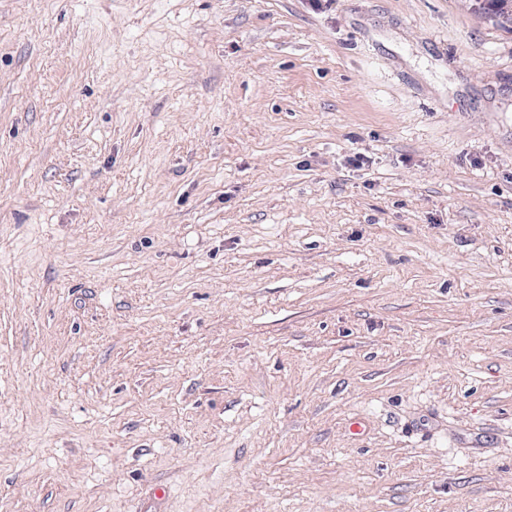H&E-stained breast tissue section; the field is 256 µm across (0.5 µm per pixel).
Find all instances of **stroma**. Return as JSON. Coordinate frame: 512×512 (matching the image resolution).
Instances as JSON below:
<instances>
[{
	"label": "stroma",
	"mask_w": 512,
	"mask_h": 512,
	"mask_svg": "<svg viewBox=\"0 0 512 512\" xmlns=\"http://www.w3.org/2000/svg\"><path fill=\"white\" fill-rule=\"evenodd\" d=\"M0 512H512V24L0 0Z\"/></svg>",
	"instance_id": "35a3bbf8"
}]
</instances>
